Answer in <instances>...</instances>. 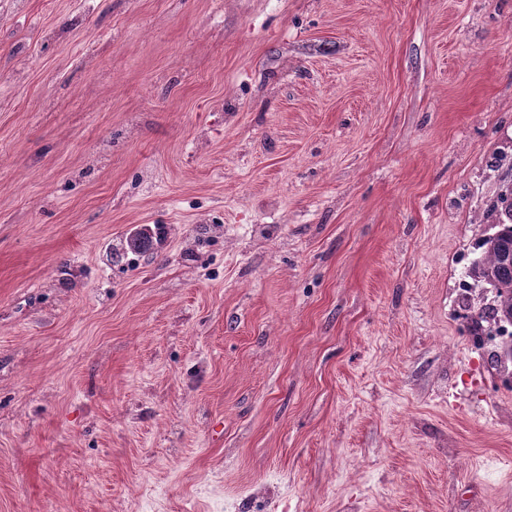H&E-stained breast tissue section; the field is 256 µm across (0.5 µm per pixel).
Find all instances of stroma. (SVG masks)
I'll list each match as a JSON object with an SVG mask.
<instances>
[{"label":"stroma","instance_id":"1","mask_svg":"<svg viewBox=\"0 0 512 512\" xmlns=\"http://www.w3.org/2000/svg\"><path fill=\"white\" fill-rule=\"evenodd\" d=\"M499 150L512 0H0V512H512ZM510 182V183H508ZM512 180H506L496 198L486 207L488 231L483 232L475 243L474 255L478 256L467 267L466 277L475 282L493 286V300L479 308L462 306L473 336H482L489 322L512 318V203L507 205L505 196L511 190ZM164 234V226L155 224L153 234H146L144 236L129 239L126 237L124 244V253L142 255L154 252L159 245L161 238Z\"/></svg>","mask_w":512,"mask_h":512}]
</instances>
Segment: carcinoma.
I'll list each match as a JSON object with an SVG mask.
<instances>
[{
	"mask_svg": "<svg viewBox=\"0 0 512 512\" xmlns=\"http://www.w3.org/2000/svg\"><path fill=\"white\" fill-rule=\"evenodd\" d=\"M512 191V183H504L502 191L486 207L489 230L483 232L475 243L476 259L467 267L466 277L472 282L494 287L493 300L479 308L462 307L463 317L474 336L483 335L489 322L512 317V204L505 203V196ZM164 234V226L157 224L153 233L125 239L127 254L142 255L156 250Z\"/></svg>",
	"mask_w": 512,
	"mask_h": 512,
	"instance_id": "1",
	"label": "carcinoma"
}]
</instances>
